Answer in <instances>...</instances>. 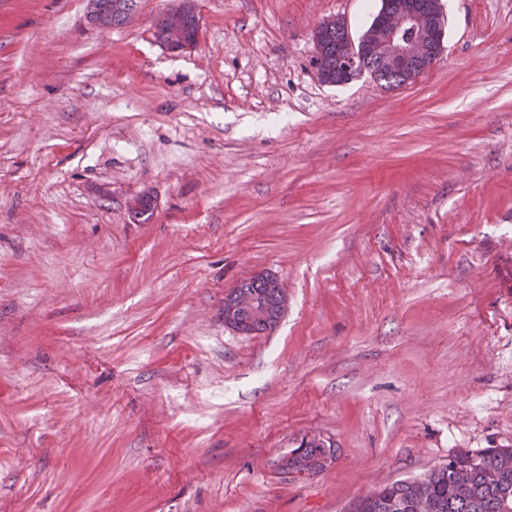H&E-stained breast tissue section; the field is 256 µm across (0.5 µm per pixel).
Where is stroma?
Masks as SVG:
<instances>
[{
	"mask_svg": "<svg viewBox=\"0 0 512 512\" xmlns=\"http://www.w3.org/2000/svg\"><path fill=\"white\" fill-rule=\"evenodd\" d=\"M180 2L0 0V512H347L512 446V0H440L393 90L314 62L380 0H191L170 52ZM257 272L288 308L246 335ZM135 7L136 0H90V19L94 23L105 20L110 28L123 26ZM181 9V19H180V28H181V37L177 31V20L179 18V14L174 11L167 12L168 21L171 25V44L169 47H166L171 52H181L195 47L197 44L198 32H199V20L197 18L196 12L192 5L185 3L180 7ZM185 41H184V40ZM194 42H186L193 41ZM318 42L320 46L319 76L325 78V83H342V72L337 69L336 60V20H328L326 27L319 33ZM269 279L271 280V284L273 288H266L265 284L261 281L254 280L253 278L249 277L246 279L241 280L239 283L242 287L240 288L243 292H259L264 295V298L268 304L271 306L276 304V301L279 300V297L277 296V299L275 297V288H284L283 284L280 282V280L275 277L274 275L269 276ZM277 294V292H276ZM237 285L224 293V320H235L241 316H248L264 322L268 317V309L264 301L255 295L241 294L235 289ZM270 324L267 323V326ZM267 326L256 320L241 317L232 326L233 329L247 334H261L267 331ZM331 444L321 439H311L290 450L292 457L288 459L286 467L280 458L277 465L288 469L289 473H317L321 471V460L329 453ZM298 452L297 454H294Z\"/></svg>",
	"mask_w": 512,
	"mask_h": 512,
	"instance_id": "obj_1",
	"label": "stroma"
}]
</instances>
